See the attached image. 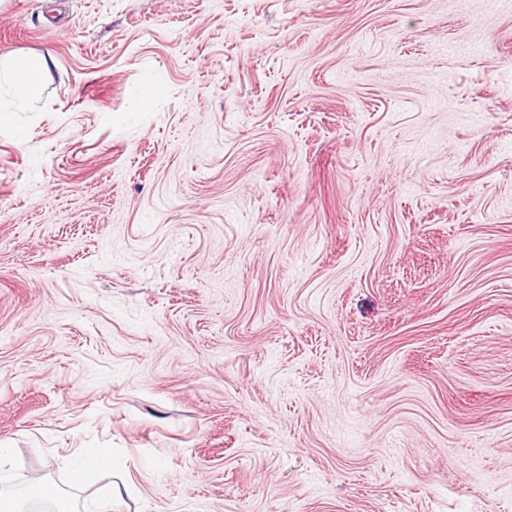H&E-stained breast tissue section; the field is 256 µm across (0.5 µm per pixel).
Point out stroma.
Wrapping results in <instances>:
<instances>
[{"instance_id": "1", "label": "stroma", "mask_w": 512, "mask_h": 512, "mask_svg": "<svg viewBox=\"0 0 512 512\" xmlns=\"http://www.w3.org/2000/svg\"><path fill=\"white\" fill-rule=\"evenodd\" d=\"M30 53L0 491L512 512V0H0ZM110 462V449L94 448L84 455L73 471V480L82 484L92 481Z\"/></svg>"}]
</instances>
